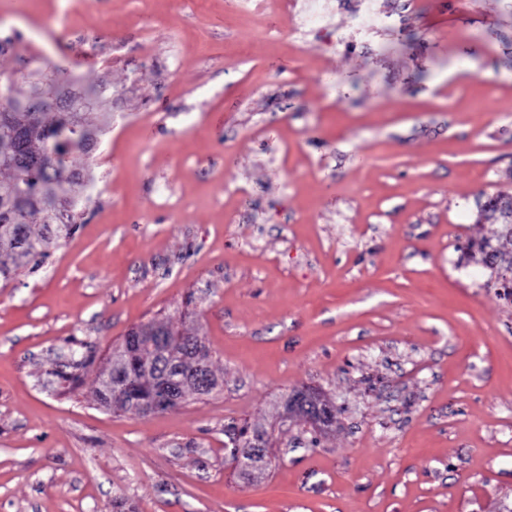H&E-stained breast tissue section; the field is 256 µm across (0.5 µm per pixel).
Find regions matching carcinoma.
Here are the masks:
<instances>
[{
    "instance_id": "obj_1",
    "label": "carcinoma",
    "mask_w": 512,
    "mask_h": 512,
    "mask_svg": "<svg viewBox=\"0 0 512 512\" xmlns=\"http://www.w3.org/2000/svg\"><path fill=\"white\" fill-rule=\"evenodd\" d=\"M74 105L58 79L25 97L12 77L0 79V172L10 173L0 180L1 281L42 262L84 215L83 171L102 128L86 109L72 111ZM35 215L42 221L38 234L30 228ZM506 244L512 246V235L499 231L476 242L469 258L487 268L492 262L512 268V259H504Z\"/></svg>"
}]
</instances>
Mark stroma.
<instances>
[{
	"label": "stroma",
	"instance_id": "1",
	"mask_svg": "<svg viewBox=\"0 0 512 512\" xmlns=\"http://www.w3.org/2000/svg\"><path fill=\"white\" fill-rule=\"evenodd\" d=\"M4 38L21 92L63 70L107 127L83 223L0 283V512H512V300L465 256L512 196V0H330L280 40L224 0H0ZM154 321L223 389L103 407ZM303 386L335 427L241 479L225 425ZM300 16L303 25L320 29L328 16L327 0H303Z\"/></svg>",
	"mask_w": 512,
	"mask_h": 512
}]
</instances>
